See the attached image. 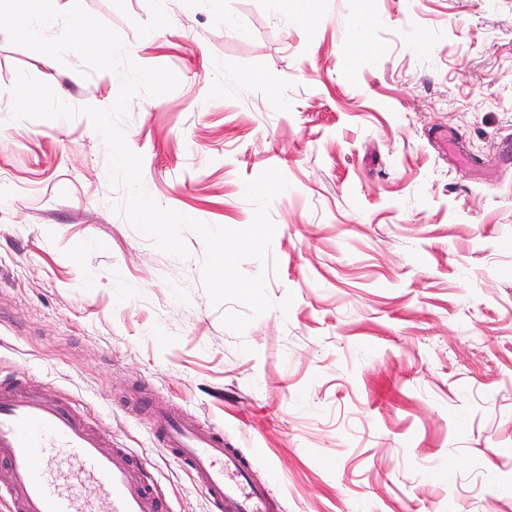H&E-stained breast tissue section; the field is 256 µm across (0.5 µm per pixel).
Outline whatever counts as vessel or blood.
Masks as SVG:
<instances>
[{
	"mask_svg": "<svg viewBox=\"0 0 512 512\" xmlns=\"http://www.w3.org/2000/svg\"><path fill=\"white\" fill-rule=\"evenodd\" d=\"M162 448L194 477L212 512H273L268 484L253 460L228 447L223 429L187 421L163 402L148 409ZM0 497L12 512H160L150 465L112 445L110 429L94 425L68 399L39 385L0 381Z\"/></svg>",
	"mask_w": 512,
	"mask_h": 512,
	"instance_id": "vessel-or-blood-1",
	"label": "vessel or blood"
}]
</instances>
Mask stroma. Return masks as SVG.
<instances>
[{"label": "stroma", "mask_w": 512, "mask_h": 512, "mask_svg": "<svg viewBox=\"0 0 512 512\" xmlns=\"http://www.w3.org/2000/svg\"><path fill=\"white\" fill-rule=\"evenodd\" d=\"M81 4L180 80L124 124L158 204L242 229L245 181L288 180L266 260L241 264L274 306L224 327L203 241L180 259L129 223L87 117L12 119L17 69L75 107H111L120 79L0 31V373L111 428L169 512L208 503L135 388L261 449L279 512H512V0H311L307 23L296 0Z\"/></svg>", "instance_id": "35a3bbf8"}]
</instances>
